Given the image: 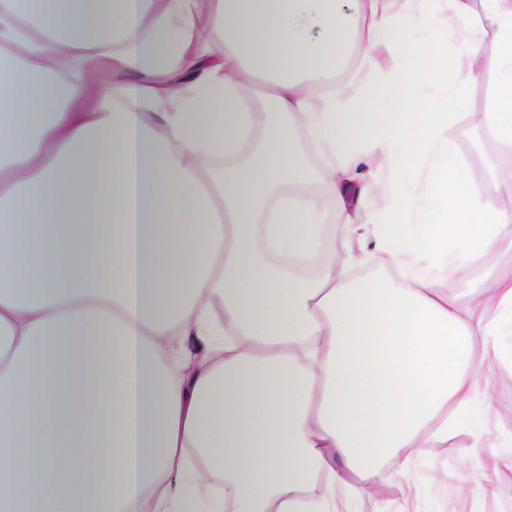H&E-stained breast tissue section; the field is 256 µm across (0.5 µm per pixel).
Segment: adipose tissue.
<instances>
[{
    "label": "adipose tissue",
    "instance_id": "adipose-tissue-1",
    "mask_svg": "<svg viewBox=\"0 0 512 512\" xmlns=\"http://www.w3.org/2000/svg\"><path fill=\"white\" fill-rule=\"evenodd\" d=\"M482 2L0 0V512H194L209 472L212 512H353L447 441L512 347L511 265L478 300L433 286L512 252V179L474 190L446 148L488 71L512 144V0ZM361 163L386 178L367 224ZM316 180L346 261L371 242L400 278L296 265L323 249Z\"/></svg>",
    "mask_w": 512,
    "mask_h": 512
}]
</instances>
